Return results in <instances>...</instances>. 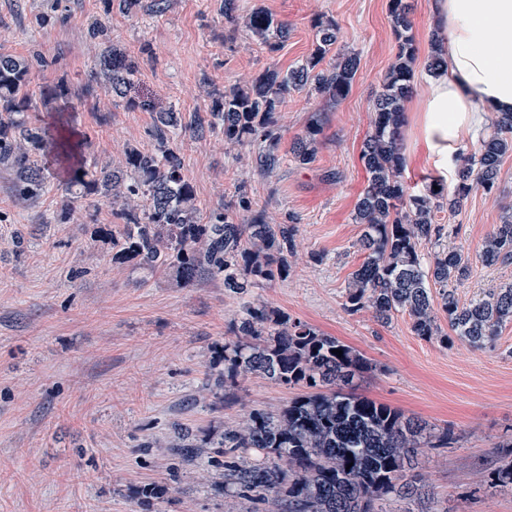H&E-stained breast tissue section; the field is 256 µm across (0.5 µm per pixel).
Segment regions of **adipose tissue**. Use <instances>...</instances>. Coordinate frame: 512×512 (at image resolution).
I'll return each mask as SVG.
<instances>
[{"label": "adipose tissue", "instance_id": "obj_1", "mask_svg": "<svg viewBox=\"0 0 512 512\" xmlns=\"http://www.w3.org/2000/svg\"><path fill=\"white\" fill-rule=\"evenodd\" d=\"M445 60L414 103L427 160L446 179L459 154L512 112V0H429Z\"/></svg>", "mask_w": 512, "mask_h": 512}]
</instances>
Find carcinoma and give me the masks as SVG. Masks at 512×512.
<instances>
[{
    "mask_svg": "<svg viewBox=\"0 0 512 512\" xmlns=\"http://www.w3.org/2000/svg\"><path fill=\"white\" fill-rule=\"evenodd\" d=\"M410 10L408 0H388L397 52L360 152L367 184L355 204V220L364 226L359 245L365 258L352 273L343 308L350 314L368 310L383 324L406 312L416 336L436 337L446 346L464 341L478 349L512 323V283L460 304L456 288L470 275L468 259L461 249L441 243L444 227L435 216L444 208L458 210L474 191L490 195L497 189L503 157L512 151V112L494 117L491 135L461 157L450 186L433 178L423 190H412L400 148L403 103L412 94L418 54ZM224 21L233 33L244 23L271 53L288 38V24L262 7L241 21L235 0H224ZM315 30L313 51L297 66L268 67L224 91L206 120L188 125L179 112H156L154 151L126 148L109 163L90 168L77 159L78 146L50 138L32 120L30 65L0 52V163L14 172L16 203L26 204L45 187L41 156L55 150L66 164L59 190L67 206L59 221L108 201L114 225L107 231L91 225L90 240L111 256L112 265L159 272L177 288L204 278L220 280L225 292L244 300L233 338L218 351L224 360L218 381L235 385L260 376L303 392L275 412L247 410L201 439L224 455V494L262 504L261 512H376L383 500L421 498L413 474L417 450L448 447V430L353 395L349 387L366 368L353 348L249 300L259 283L292 275L295 217L269 223L239 185L235 199L211 209L206 221L198 220L195 191L180 153L185 137L203 139L218 131L227 148L261 146V166L274 167L277 113L285 94L308 86L322 101L337 103L349 94L358 71L355 53L326 61L337 42L335 23L319 20ZM100 64L113 95L123 97L135 76L134 64L109 47ZM319 133L315 121L294 142L297 163L315 160ZM424 242L438 246L427 262L419 251ZM479 257L487 266L512 264V216L493 225ZM440 313L448 318L446 333L438 324ZM193 440L190 428L181 427L171 447L189 457Z\"/></svg>",
    "mask_w": 512,
    "mask_h": 512,
    "instance_id": "1",
    "label": "carcinoma"
}]
</instances>
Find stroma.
<instances>
[{
	"label": "stroma",
	"instance_id": "35a3bbf8",
	"mask_svg": "<svg viewBox=\"0 0 512 512\" xmlns=\"http://www.w3.org/2000/svg\"><path fill=\"white\" fill-rule=\"evenodd\" d=\"M418 46L414 86L423 89L434 26L429 0H410ZM142 0L137 14L117 0H0V50L31 58L33 95L65 83L58 108L85 161L104 163L124 146L155 148L151 113L181 112L184 122L210 111L225 88L269 65L288 69L314 48L313 21L336 22L338 52H355L359 68L349 95L327 106L309 90H293L278 114L279 163L261 167L255 151H227L221 133L185 138L181 155L200 211L206 212L246 183L256 209L274 222L297 218L293 273L262 283L255 299L352 347L369 363L353 389L421 418L458 437L449 448H423L416 472L425 498L383 502L384 512H512V491L495 486L493 472L511 454L512 324L493 342L474 348L425 341L408 315L378 323L371 312L343 309L352 272L362 263L363 232L353 215L367 175L360 161L371 128V101L397 51L388 0H237L239 14L262 6L287 22L290 34L268 52L245 31L230 32L224 0H166L163 14ZM100 23L103 38L90 35ZM137 65L126 98L113 96L101 75L103 46ZM321 132L314 163H296L291 147L312 118ZM404 122L405 177L415 188L434 176ZM13 172L0 164V245L15 231L21 254L0 253V512H250L251 503L216 486L213 449H200L193 464L173 449L152 448L159 437L175 440V425L213 431L243 408L276 411L295 392L259 376L231 390L216 386L224 369L213 351L239 317L240 302L224 284L207 280L176 288L158 275L114 268L90 245L88 227L112 221L110 210L52 220L62 205L56 184L23 206L13 200ZM512 213V155L501 166L499 189L473 192L462 210L444 214L449 245L468 256L471 274L457 288L466 303L512 283V265L485 266L478 250L492 226ZM76 267L86 274L70 280ZM169 492L144 505L143 486Z\"/></svg>",
	"mask_w": 512,
	"mask_h": 512
}]
</instances>
